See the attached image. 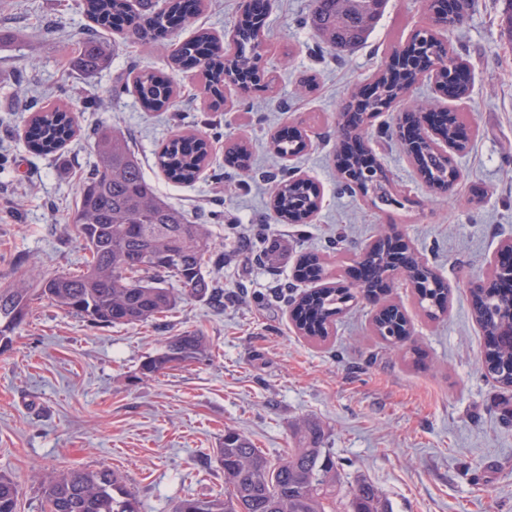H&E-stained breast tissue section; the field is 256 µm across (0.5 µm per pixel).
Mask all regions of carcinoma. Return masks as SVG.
Listing matches in <instances>:
<instances>
[{
	"instance_id": "1",
	"label": "carcinoma",
	"mask_w": 512,
	"mask_h": 512,
	"mask_svg": "<svg viewBox=\"0 0 512 512\" xmlns=\"http://www.w3.org/2000/svg\"><path fill=\"white\" fill-rule=\"evenodd\" d=\"M385 5L386 0H313L312 26L328 47L350 50L369 36ZM82 8L103 28L124 20L122 28L128 37L141 41L150 31L167 29L173 16L188 22L193 15L187 0H168L167 8L151 14L144 27L140 15L131 9L130 0H82ZM256 28L251 17L240 20L237 49L228 59L206 31L163 51L175 65L189 57L197 58L209 82L217 88L226 74L245 78L254 75ZM408 49L420 59L441 58L448 53L428 31L417 33ZM109 57L110 45L90 36L83 42L78 64L84 71L95 73L106 67ZM448 63L453 70L442 74L441 79L455 86L456 96L467 95L468 82L460 79L462 66L451 59ZM410 85L406 78L396 83L388 73H382L373 83L371 96L362 103V111H380ZM137 89L148 111L167 108L173 102L174 84L168 76L143 73L138 77ZM77 131L73 113L56 106L30 118L25 139L31 149L50 153L70 143ZM300 142V134H285L273 142V148L285 157L298 151ZM93 144L96 161L84 177L72 218L76 238L89 254L85 270L78 275H46L32 267L13 286L0 288V341L13 343L15 329L33 301L39 299L94 326H109L159 319L185 297H214L205 271L214 250L206 225L195 223L157 194L121 130L101 128L93 133ZM207 158L204 139L178 135L162 148L158 163L171 181L189 183L197 178ZM418 159L428 182H448V166L428 147L418 146ZM367 194L374 205H383L392 199L393 187L387 179L374 176L367 183ZM271 205L280 217L300 221L320 206V199L313 183L287 178L273 189ZM392 243L389 237L380 238L367 255L373 278L363 284L360 293L368 300L380 298L387 287L384 273L402 262L427 281L416 294L427 314L437 317L444 312L448 284L425 271L413 251L393 252ZM298 272L304 279L317 280L322 266L318 258L309 257ZM172 279L178 288L168 287ZM351 299L349 289L334 285L302 294L295 300L297 328L309 338L326 339ZM511 304L512 295H491L475 304L473 313L484 331L493 334L498 330L497 312ZM375 329L382 339L399 344L408 335V321L381 313L375 318ZM211 354L209 339L202 331L186 330L167 337L164 348L147 358L139 372L144 378H153ZM483 364L502 386L512 387L511 343L501 341L486 348ZM323 444L322 426L314 420H303L293 427V446L272 460L250 439L229 428L216 449L227 485L224 497L184 499L174 512H337L340 478ZM40 491L45 512H140L136 496L110 469H68L44 479ZM19 497L17 482L0 474V512H18ZM344 512H391V508L372 483L361 481L350 489Z\"/></svg>"
}]
</instances>
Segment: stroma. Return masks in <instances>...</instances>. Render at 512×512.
<instances>
[{"label": "stroma", "mask_w": 512, "mask_h": 512, "mask_svg": "<svg viewBox=\"0 0 512 512\" xmlns=\"http://www.w3.org/2000/svg\"><path fill=\"white\" fill-rule=\"evenodd\" d=\"M429 0H387L368 41L345 54L320 42L308 24L311 0H270L265 50L255 80L213 91L202 66L170 68L162 44L206 29L232 31L244 0H204L191 22L167 30L157 47L98 31L80 0H0V288L30 265L80 273L87 253L71 228L83 173L93 165L92 132L102 124L129 138L147 179L171 205L205 224L215 244L206 272L221 301L186 298L158 320L93 326L34 301L0 351V473L21 489L19 512H43L41 478L68 468L117 473L141 512H173L185 498L224 492L214 457L225 428L249 437L270 459L291 445L292 425L314 419L325 431L341 493L367 480L392 512H512V388L483 368L484 335L467 283L490 273L489 259L512 239V45L504 0H475L464 21L438 31L466 69L458 100L421 76L405 104L450 112L467 140L452 189L432 187L409 157L397 111L380 112L361 137L398 202L375 208L346 190L336 154V122L392 59L429 28ZM102 33L115 48L94 74L79 70L77 49ZM173 75L174 103L147 111L136 80ZM57 103L70 108L78 137L54 154L30 149L29 118ZM307 133L305 151L277 157L273 132ZM178 134L203 136L209 159L190 183L169 181L158 164ZM246 143L248 170L229 160ZM312 179L321 205L312 221L290 224L270 204L285 169ZM409 240L451 285L448 309L430 318L414 288L395 278L384 303L408 319L403 344L374 330L379 306L359 298L314 341L297 330L294 299L310 289L295 270L318 256L329 282L354 283L357 259L378 238ZM286 248L271 265V241ZM199 329L209 359L144 378L141 363L167 337Z\"/></svg>", "instance_id": "stroma-1"}]
</instances>
